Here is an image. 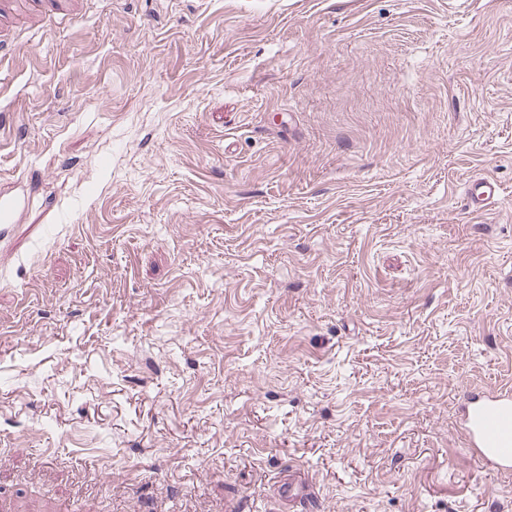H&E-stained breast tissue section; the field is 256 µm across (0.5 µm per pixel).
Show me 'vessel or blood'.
<instances>
[{
    "instance_id": "1",
    "label": "vessel or blood",
    "mask_w": 512,
    "mask_h": 512,
    "mask_svg": "<svg viewBox=\"0 0 512 512\" xmlns=\"http://www.w3.org/2000/svg\"><path fill=\"white\" fill-rule=\"evenodd\" d=\"M500 186L489 176L474 177L467 189L471 211L487 210L499 197ZM458 436L467 451L502 471L512 470V387L479 388L465 392L458 406ZM273 489L287 512L313 507L317 493L304 470L292 469L275 481Z\"/></svg>"
}]
</instances>
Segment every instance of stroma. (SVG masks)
Listing matches in <instances>:
<instances>
[{"mask_svg":"<svg viewBox=\"0 0 512 512\" xmlns=\"http://www.w3.org/2000/svg\"><path fill=\"white\" fill-rule=\"evenodd\" d=\"M73 2L0 17L5 512H512V0ZM500 186L490 176L474 177L467 189V203L472 212L487 210L500 196ZM457 432L467 451L501 471L512 470V387L466 390ZM288 475L280 477L273 485L274 492L285 505L286 511L305 505L312 510L317 499V492L311 477L304 470L293 468Z\"/></svg>","mask_w":512,"mask_h":512,"instance_id":"35a3bbf8","label":"stroma"}]
</instances>
